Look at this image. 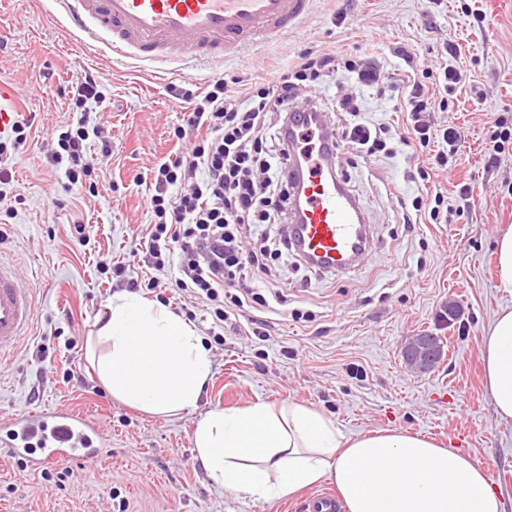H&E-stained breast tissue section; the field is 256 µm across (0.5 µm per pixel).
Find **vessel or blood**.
I'll return each instance as SVG.
<instances>
[{"label": "vessel or blood", "instance_id": "vessel-or-blood-1", "mask_svg": "<svg viewBox=\"0 0 512 512\" xmlns=\"http://www.w3.org/2000/svg\"><path fill=\"white\" fill-rule=\"evenodd\" d=\"M90 46L140 63L190 60L220 63L245 46H259L298 28L313 0H52ZM297 211L288 235L312 267L347 272L370 251L369 221L334 166L332 133L320 112L302 113L288 140ZM34 315L33 291L15 266L0 260V365L11 360ZM106 437L96 420L67 409L25 412L0 424V455L15 459L21 477L47 464L100 455ZM303 512H338L332 492L308 496Z\"/></svg>", "mask_w": 512, "mask_h": 512}]
</instances>
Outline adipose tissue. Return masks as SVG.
I'll return each mask as SVG.
<instances>
[{"instance_id":"ef3b65f1","label":"adipose tissue","mask_w":512,"mask_h":512,"mask_svg":"<svg viewBox=\"0 0 512 512\" xmlns=\"http://www.w3.org/2000/svg\"><path fill=\"white\" fill-rule=\"evenodd\" d=\"M108 350L95 367L113 397L156 414L195 407L210 372L197 331L155 301L114 295L95 322ZM496 415L512 419V308L500 310L481 349ZM194 445L208 477L254 501L335 483L345 512H505L486 470L453 448L406 431L344 435L321 412L295 402L214 410Z\"/></svg>"}]
</instances>
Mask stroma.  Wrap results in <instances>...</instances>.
<instances>
[{
    "label": "stroma",
    "instance_id": "stroma-1",
    "mask_svg": "<svg viewBox=\"0 0 512 512\" xmlns=\"http://www.w3.org/2000/svg\"><path fill=\"white\" fill-rule=\"evenodd\" d=\"M0 40V88L19 93L21 117L34 120L27 151L8 162L11 183L0 187V213L14 209L0 223V259L37 288L32 329L0 365V423L21 412L70 409L97 417L108 440L100 459L58 461L26 479L0 458V512H296L297 496L255 502L224 493L194 446L196 425L209 411L288 401L326 414L348 435L406 430L457 449L488 472L512 512V420L496 415L481 361L488 324L512 307V295L496 286L494 255L498 231L512 226V142L497 168H484L493 122L512 121V0H314L296 32L217 68L177 62L160 71L116 59L83 44L50 0H0ZM399 45L414 53L413 66L397 64ZM312 46H336L388 67L393 89H359L341 72L318 92L331 103L358 89L375 123L394 120L407 75L424 79L439 62L475 76L478 93L462 89L448 111L433 115L465 136L456 167L435 180L447 198V223L407 228L397 200L385 194L390 183L402 197L415 196L404 180L415 164L411 147L397 145L395 157L353 168L338 154L336 167L349 171L348 188L370 219L373 242L363 265L327 273L282 257L261 288L269 300L285 295L278 312L247 303L219 335L208 311L181 291L138 288V296L197 330L211 371L193 409L154 415L115 399L91 365L89 334L98 312L128 286L100 275L96 263L130 264L147 244V173L180 149L169 134L183 111L168 83L269 80L272 59ZM87 72L105 88L109 105L91 107L89 121L111 137L112 155L96 165L93 194L78 198L49 172L44 150L52 131L77 121L70 89ZM462 182L473 186L471 203L456 193ZM76 220L86 226L85 241L70 234ZM255 320L266 322V336L253 335ZM424 332L441 336L446 351L425 374L402 359L405 342Z\"/></svg>",
    "mask_w": 512,
    "mask_h": 512
}]
</instances>
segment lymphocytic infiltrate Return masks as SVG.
Returning <instances> with one entry per match:
<instances>
[{
  "label": "lymphocytic infiltrate",
  "mask_w": 512,
  "mask_h": 512,
  "mask_svg": "<svg viewBox=\"0 0 512 512\" xmlns=\"http://www.w3.org/2000/svg\"><path fill=\"white\" fill-rule=\"evenodd\" d=\"M341 70L356 74L365 85L388 80L373 58L332 48L301 53L278 66L273 80L246 84L235 92L221 79L203 89L169 87L172 98L184 107L182 122L173 132L184 149L176 158L160 159L150 171L154 192L148 207L153 222L147 227L145 263L167 272L171 286L208 301L217 324L229 320L231 308L243 307L245 301L267 303L256 287L282 250L276 244L246 249L242 236L258 224L287 223L293 203L286 148L290 121L300 110L323 111L315 90L324 78ZM466 80L464 70L445 67L434 82H413L398 108V124L367 121L356 96L336 100L332 129L337 143L353 158L392 157L397 141L422 153L433 138L444 143L431 165L418 167L420 191L403 210V223H413L422 211L434 220L440 215L445 197L433 192L430 184L447 171L464 139L452 126L433 130L428 115L447 111L449 96ZM71 100L79 117L51 137L47 149L51 168L63 174L69 191L83 189L95 171L87 157L91 128L86 107L107 106L101 84L91 74L72 84Z\"/></svg>",
  "instance_id": "lymphocytic-infiltrate-1"
}]
</instances>
